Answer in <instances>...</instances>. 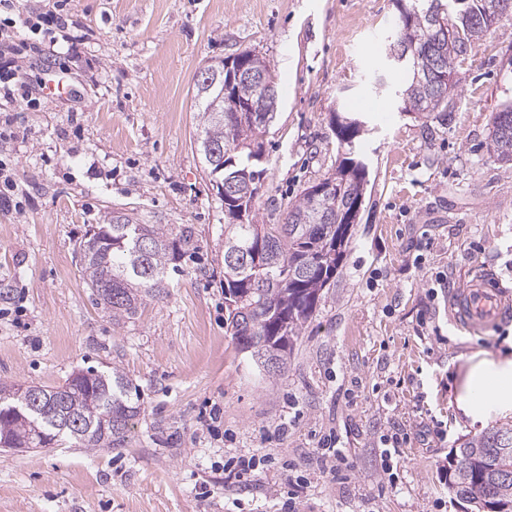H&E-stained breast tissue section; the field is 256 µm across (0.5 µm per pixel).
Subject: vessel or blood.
Wrapping results in <instances>:
<instances>
[{"label":"vessel or blood","mask_w":512,"mask_h":512,"mask_svg":"<svg viewBox=\"0 0 512 512\" xmlns=\"http://www.w3.org/2000/svg\"><path fill=\"white\" fill-rule=\"evenodd\" d=\"M512 313V296L501 292L488 273L481 272L459 286L451 303V319L462 331L483 333Z\"/></svg>","instance_id":"b4317fda"}]
</instances>
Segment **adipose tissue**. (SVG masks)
Instances as JSON below:
<instances>
[{"label": "adipose tissue", "mask_w": 512, "mask_h": 512, "mask_svg": "<svg viewBox=\"0 0 512 512\" xmlns=\"http://www.w3.org/2000/svg\"><path fill=\"white\" fill-rule=\"evenodd\" d=\"M456 408L473 423L483 421L492 411L512 413V349L471 359L457 391Z\"/></svg>", "instance_id": "obj_1"}]
</instances>
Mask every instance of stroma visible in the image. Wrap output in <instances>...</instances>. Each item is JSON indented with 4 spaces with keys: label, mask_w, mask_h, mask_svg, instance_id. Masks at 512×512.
Instances as JSON below:
<instances>
[{
    "label": "stroma",
    "mask_w": 512,
    "mask_h": 512,
    "mask_svg": "<svg viewBox=\"0 0 512 512\" xmlns=\"http://www.w3.org/2000/svg\"><path fill=\"white\" fill-rule=\"evenodd\" d=\"M396 13L394 0H67V34L86 42H43L30 73L65 66L70 87L0 109L12 132L0 154L23 193L21 211L0 207V382L55 386L116 366L141 412L123 448L0 449V512H284L290 498L295 512H465L448 493V453L506 417L464 422L455 398L468 358L501 349L512 322L460 331L435 280L488 269L512 295V164L487 150L512 103V16L459 65L451 117L426 125L393 96ZM244 50L263 56L279 97L259 223H281L335 168L333 113L362 121L354 156L368 170L343 266L271 376L226 331L224 205L196 143V73ZM115 211L189 225L196 245L168 271V296L120 324L93 301L78 251ZM330 433L349 478L323 476L312 451ZM268 453L275 463L249 485L227 478L229 457ZM292 461L309 482L293 498Z\"/></svg>",
    "instance_id": "1"
}]
</instances>
